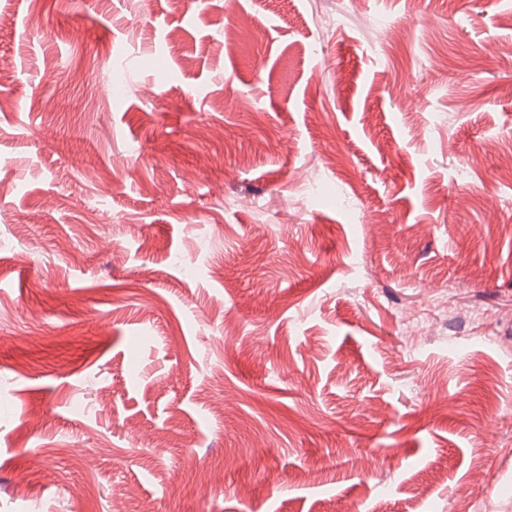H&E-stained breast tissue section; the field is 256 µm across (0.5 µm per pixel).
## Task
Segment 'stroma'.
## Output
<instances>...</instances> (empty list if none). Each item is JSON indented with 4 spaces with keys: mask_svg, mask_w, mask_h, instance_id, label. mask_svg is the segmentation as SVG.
I'll list each match as a JSON object with an SVG mask.
<instances>
[{
    "mask_svg": "<svg viewBox=\"0 0 512 512\" xmlns=\"http://www.w3.org/2000/svg\"><path fill=\"white\" fill-rule=\"evenodd\" d=\"M0 15V512H512V0Z\"/></svg>",
    "mask_w": 512,
    "mask_h": 512,
    "instance_id": "obj_1",
    "label": "stroma"
}]
</instances>
